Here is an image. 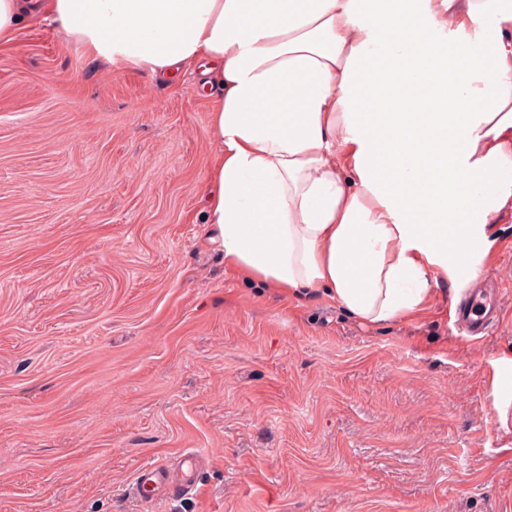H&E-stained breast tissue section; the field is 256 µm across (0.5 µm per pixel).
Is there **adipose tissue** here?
<instances>
[{"label":"adipose tissue","mask_w":512,"mask_h":512,"mask_svg":"<svg viewBox=\"0 0 512 512\" xmlns=\"http://www.w3.org/2000/svg\"><path fill=\"white\" fill-rule=\"evenodd\" d=\"M91 59L207 64L209 238L291 297L371 325L423 310L512 209V0H0Z\"/></svg>","instance_id":"obj_1"}]
</instances>
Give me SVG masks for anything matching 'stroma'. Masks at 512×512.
<instances>
[{
  "label": "stroma",
  "mask_w": 512,
  "mask_h": 512,
  "mask_svg": "<svg viewBox=\"0 0 512 512\" xmlns=\"http://www.w3.org/2000/svg\"><path fill=\"white\" fill-rule=\"evenodd\" d=\"M212 109L44 23L0 48V512H512V212L482 280L360 322L208 242ZM468 290L502 312L476 341ZM187 451L196 497L131 496Z\"/></svg>",
  "instance_id": "1"
}]
</instances>
